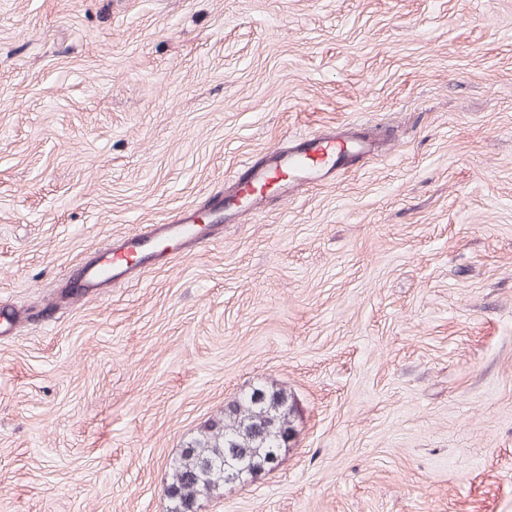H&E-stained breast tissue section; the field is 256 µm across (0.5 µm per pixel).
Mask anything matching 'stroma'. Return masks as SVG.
Masks as SVG:
<instances>
[{
	"label": "stroma",
	"instance_id": "1",
	"mask_svg": "<svg viewBox=\"0 0 512 512\" xmlns=\"http://www.w3.org/2000/svg\"><path fill=\"white\" fill-rule=\"evenodd\" d=\"M374 136L95 300L90 253ZM0 512H166L227 402L294 445L198 512H512V0H0Z\"/></svg>",
	"mask_w": 512,
	"mask_h": 512
}]
</instances>
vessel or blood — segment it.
<instances>
[{
  "label": "vessel or blood",
  "instance_id": "vessel-or-blood-1",
  "mask_svg": "<svg viewBox=\"0 0 512 512\" xmlns=\"http://www.w3.org/2000/svg\"><path fill=\"white\" fill-rule=\"evenodd\" d=\"M378 150L375 137L351 130H325L289 142L249 164L246 175L215 195L209 222L198 210L186 209L168 224L133 232L97 250L72 270L65 286L76 299H95L116 284L131 281L135 271L165 265L171 256L190 253L197 242L209 239L224 223L249 211L258 201L254 191L277 180L280 195L299 185H322L331 180L344 160L367 157Z\"/></svg>",
  "mask_w": 512,
  "mask_h": 512
}]
</instances>
